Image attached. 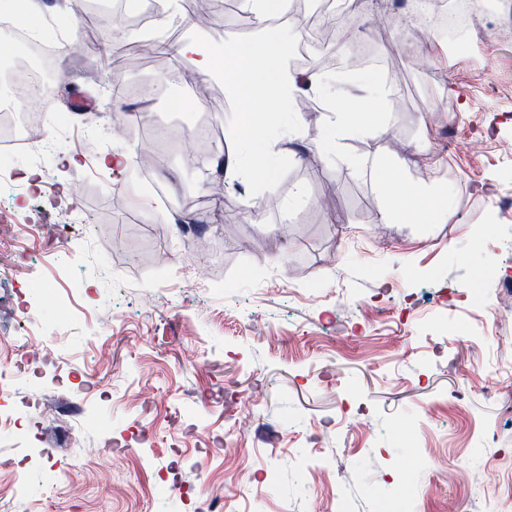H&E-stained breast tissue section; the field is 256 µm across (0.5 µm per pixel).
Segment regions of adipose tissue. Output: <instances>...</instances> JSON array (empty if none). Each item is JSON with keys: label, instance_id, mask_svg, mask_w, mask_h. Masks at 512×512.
I'll return each mask as SVG.
<instances>
[{"label": "adipose tissue", "instance_id": "ef3b65f1", "mask_svg": "<svg viewBox=\"0 0 512 512\" xmlns=\"http://www.w3.org/2000/svg\"><path fill=\"white\" fill-rule=\"evenodd\" d=\"M288 0H240L250 13L263 41L228 44L222 59H215L202 42L184 41L179 52L193 57L198 70L207 74L220 71L224 88L237 103V110L224 128L226 142L242 146L240 158L214 159L213 170L223 172L225 181L270 180L278 159L295 154L306 138L327 143L332 155L355 172H369L387 191L388 202L374 215L378 224L408 221L433 224L448 216V190L437 184L410 185L398 167L390 162L371 161L347 151L350 140H373L388 134L378 109L384 100L381 89L366 85L361 98L348 97L346 90L332 84L330 75L316 68L308 74L286 69L274 53L276 46L299 39L301 30L290 26L287 32L271 29L269 22L284 13ZM308 91L326 96L325 123L316 135H309L302 116L291 114L294 99Z\"/></svg>", "mask_w": 512, "mask_h": 512}]
</instances>
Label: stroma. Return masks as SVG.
I'll list each match as a JSON object with an SVG mask.
<instances>
[{"instance_id": "35a3bbf8", "label": "stroma", "mask_w": 512, "mask_h": 512, "mask_svg": "<svg viewBox=\"0 0 512 512\" xmlns=\"http://www.w3.org/2000/svg\"><path fill=\"white\" fill-rule=\"evenodd\" d=\"M414 0H360L368 20L352 41L369 60L315 45L308 14L301 41L310 64L348 72L385 95L387 136L353 150L413 152L409 180L468 184L444 224L374 226L383 195L317 152L289 158L264 187L217 202L212 152L171 169L114 180L97 155L57 163L50 188L19 204L45 233L0 246V334L12 337L32 293L53 365L41 386L28 367L12 377L5 406H22L18 434H0V512H512V37L485 30L447 39L407 24ZM112 16L75 14L56 43L98 35L96 49L54 60L57 94L38 103L45 129L81 101L82 119L130 130L135 153L161 135L223 123L233 105L218 74L189 58L105 68L103 57L148 35L192 36L218 49L259 38L227 12L193 29L154 31ZM164 82L147 104L113 97V83ZM80 184L79 205L60 195ZM306 194L295 200L296 185ZM269 204L256 203L258 193ZM77 208L74 224L57 223ZM207 285L183 290L187 267ZM375 311L363 324L362 306ZM502 314L500 326L485 320ZM270 333L256 335L255 325ZM261 392L245 457L222 441ZM324 461L322 496L304 461ZM208 482L210 496L199 492Z\"/></svg>"}]
</instances>
